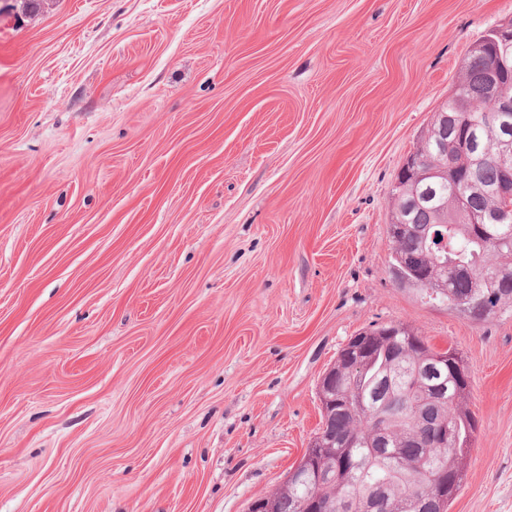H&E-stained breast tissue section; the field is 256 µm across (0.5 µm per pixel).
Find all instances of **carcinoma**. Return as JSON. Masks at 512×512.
Returning <instances> with one entry per match:
<instances>
[{
    "label": "carcinoma",
    "instance_id": "1",
    "mask_svg": "<svg viewBox=\"0 0 512 512\" xmlns=\"http://www.w3.org/2000/svg\"><path fill=\"white\" fill-rule=\"evenodd\" d=\"M487 49L469 52L462 80L442 109L450 112L458 100L472 103L474 111L460 115L466 133L494 147L498 128L488 120L491 104L486 94L489 68ZM458 130L452 125L430 131L420 157L423 166L434 168L443 161L438 140L453 144ZM460 177H475L480 183L499 182L501 170L494 161L477 165L461 159ZM393 215L403 208L410 231L391 241L392 255L417 258L419 270L432 271L448 281V287L420 286L428 299L460 310V303L472 296L482 299L481 310L471 319L485 321L505 307H512V277L497 276L503 269L512 271V222L478 227L465 224L461 214L449 211L454 188L448 181L429 177L400 189L394 188ZM473 211L495 210V197L476 194L469 198ZM468 267L474 277L458 274ZM369 361L355 372L352 386L357 393L323 413V426L336 448L351 449L353 464L344 470L341 484L331 487L312 481L299 483L276 497L275 512H302L303 501L314 498L329 505V512H357L360 497L369 492L376 512H448L455 498H437V475L448 466L449 475L460 490L464 479L468 448L477 430L476 420L467 407L470 392L460 399L440 403L416 388L417 365L422 359L439 354L416 334L384 336L377 329ZM448 423V444L433 447L432 425Z\"/></svg>",
    "mask_w": 512,
    "mask_h": 512
}]
</instances>
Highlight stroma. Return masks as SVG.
<instances>
[{
  "label": "stroma",
  "mask_w": 512,
  "mask_h": 512,
  "mask_svg": "<svg viewBox=\"0 0 512 512\" xmlns=\"http://www.w3.org/2000/svg\"><path fill=\"white\" fill-rule=\"evenodd\" d=\"M512 0H0V512H246L348 340L456 348L512 512V308L401 285L407 157Z\"/></svg>",
  "instance_id": "35a3bbf8"
}]
</instances>
